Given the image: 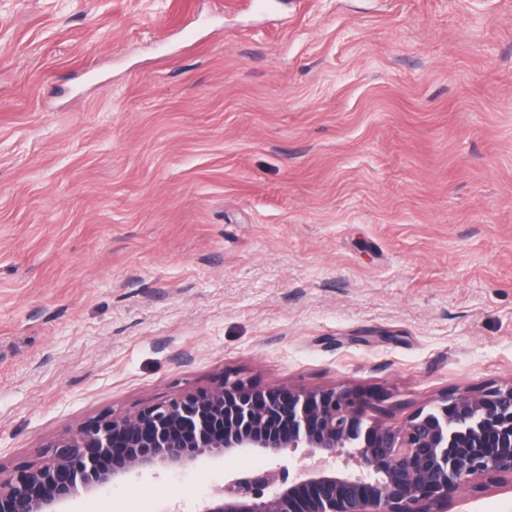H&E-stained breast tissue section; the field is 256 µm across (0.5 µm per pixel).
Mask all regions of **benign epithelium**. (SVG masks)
Returning <instances> with one entry per match:
<instances>
[{
    "label": "benign epithelium",
    "mask_w": 512,
    "mask_h": 512,
    "mask_svg": "<svg viewBox=\"0 0 512 512\" xmlns=\"http://www.w3.org/2000/svg\"><path fill=\"white\" fill-rule=\"evenodd\" d=\"M297 448L310 463L296 473L241 471L196 512H440L466 479L512 480V385L443 398L399 426L365 423L343 389L187 391L134 415L93 417L52 455L0 470V512H57L136 469Z\"/></svg>",
    "instance_id": "7a95c632"
}]
</instances>
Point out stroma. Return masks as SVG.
Returning <instances> with one entry per match:
<instances>
[{"mask_svg":"<svg viewBox=\"0 0 512 512\" xmlns=\"http://www.w3.org/2000/svg\"><path fill=\"white\" fill-rule=\"evenodd\" d=\"M225 377L394 425L512 384V0H0V468ZM271 462L60 510L196 512Z\"/></svg>","mask_w":512,"mask_h":512,"instance_id":"obj_1","label":"stroma"}]
</instances>
